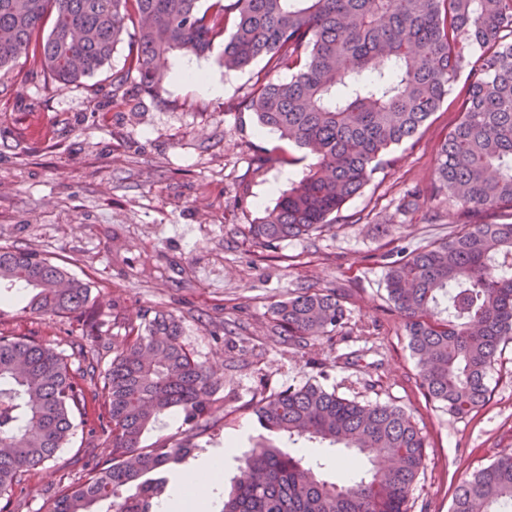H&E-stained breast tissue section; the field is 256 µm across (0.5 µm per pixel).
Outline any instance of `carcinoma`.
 Listing matches in <instances>:
<instances>
[{
  "instance_id": "obj_1",
  "label": "carcinoma",
  "mask_w": 512,
  "mask_h": 512,
  "mask_svg": "<svg viewBox=\"0 0 512 512\" xmlns=\"http://www.w3.org/2000/svg\"><path fill=\"white\" fill-rule=\"evenodd\" d=\"M135 22L136 46L112 74L114 98L132 78L158 91L177 54L203 55L218 44L226 71L265 60L240 104L317 162L249 225L263 250L330 226L469 69L436 168L460 219L448 238L391 262L386 291L405 320L424 393L456 416L484 405L495 356L512 340V0H209L204 9L200 0H0V70L24 54L31 76L79 83L101 70ZM281 69L291 71L286 82L272 77ZM26 288L31 311L82 320L76 348L85 367L72 368L34 336L0 331V495L57 458L91 388L104 397L99 440L112 458L86 461L91 476L47 512H156L170 496L164 473L191 455V432L219 411L220 377L184 347L179 321L160 312L129 323L101 366L90 284L43 253L0 246V301ZM346 320L340 295L306 288L275 305L270 330L305 347L332 339ZM170 414L182 420L184 437L142 447L144 433ZM253 414L291 443L368 454L372 469L332 482L318 474L322 464L260 443L221 512H408L426 442L400 408L306 383L261 398ZM452 512H512V455L465 479Z\"/></svg>"
}]
</instances>
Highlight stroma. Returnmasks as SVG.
<instances>
[{
	"label": "stroma",
	"instance_id": "stroma-1",
	"mask_svg": "<svg viewBox=\"0 0 512 512\" xmlns=\"http://www.w3.org/2000/svg\"><path fill=\"white\" fill-rule=\"evenodd\" d=\"M128 25L111 60L81 84L65 88L33 78L19 58L0 76V246L51 253L92 283L102 341L123 333L122 319L155 311L173 314L196 359L222 376L224 410L198 430L188 466L223 453L232 485L243 459L264 434L252 412L263 394L317 383L363 404L401 408L427 441L424 467L408 512H451L455 490L473 472L512 453V344L489 373L490 397L465 416H452L419 386L417 360L402 317L385 290L389 262L448 233L455 206L435 188L437 148L462 102L466 75L414 139L378 167L339 213L333 227L286 240L270 251L252 246L249 224L314 164L233 109L264 66L223 71L216 54L176 55L159 92L130 84L125 97L108 92L136 40ZM192 68L220 85L213 96L183 77ZM264 153L281 163L256 168ZM428 188L418 210L398 208L412 186ZM344 294L342 336L304 348L278 343L271 308L301 289ZM24 294L0 305V330L36 335L59 348L70 336L59 322L26 308ZM106 410L88 400L83 431L49 472L28 474L24 488L0 497V512H46L55 496L85 477L89 459L107 449L93 431Z\"/></svg>",
	"mask_w": 512,
	"mask_h": 512
}]
</instances>
